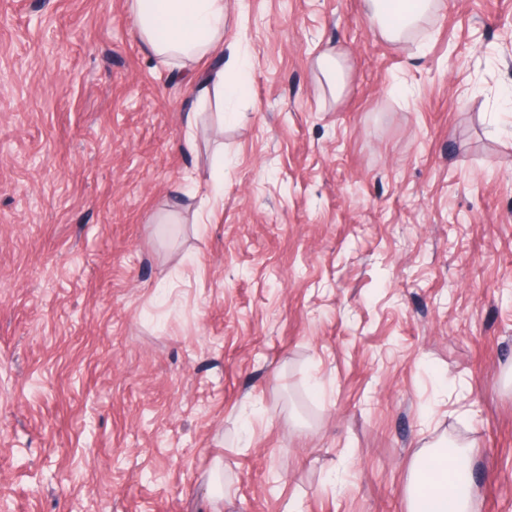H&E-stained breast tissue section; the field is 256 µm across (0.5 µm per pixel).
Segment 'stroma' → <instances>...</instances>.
I'll use <instances>...</instances> for the list:
<instances>
[{
  "mask_svg": "<svg viewBox=\"0 0 512 512\" xmlns=\"http://www.w3.org/2000/svg\"><path fill=\"white\" fill-rule=\"evenodd\" d=\"M224 53L202 103L128 0H0V512H408L442 437L512 512V0H226ZM443 0H363L365 14L375 31L389 41H401L434 15ZM316 66L326 77L331 96L338 99L345 87V57L340 53L324 54L317 59Z\"/></svg>",
  "mask_w": 512,
  "mask_h": 512,
  "instance_id": "1",
  "label": "stroma"
}]
</instances>
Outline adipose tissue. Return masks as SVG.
<instances>
[{"label":"adipose tissue","instance_id":"ef3b65f1","mask_svg":"<svg viewBox=\"0 0 512 512\" xmlns=\"http://www.w3.org/2000/svg\"><path fill=\"white\" fill-rule=\"evenodd\" d=\"M443 0H363L365 14L384 39L399 41L419 30ZM137 34L147 49L168 62L224 58V0H131ZM239 77L225 83L223 70L198 74L201 99L241 97L249 85L244 59H237ZM471 460L461 448L418 459L411 471L409 512H473L466 479Z\"/></svg>","mask_w":512,"mask_h":512}]
</instances>
